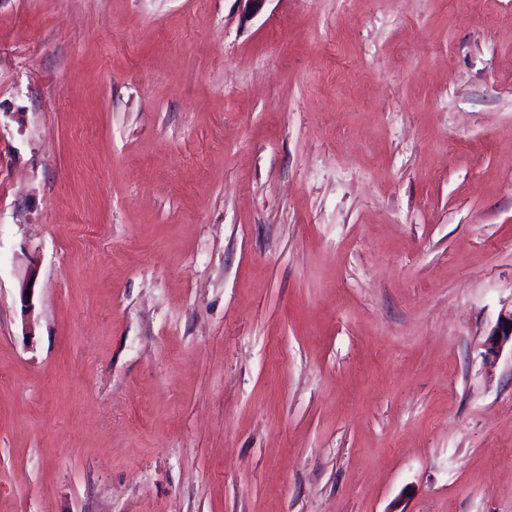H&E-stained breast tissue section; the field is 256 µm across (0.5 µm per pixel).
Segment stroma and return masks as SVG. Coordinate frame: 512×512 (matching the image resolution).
<instances>
[{"mask_svg":"<svg viewBox=\"0 0 512 512\" xmlns=\"http://www.w3.org/2000/svg\"><path fill=\"white\" fill-rule=\"evenodd\" d=\"M511 307L512 0H0V512H512ZM509 341L512 346V309L509 313L501 314L496 326L489 333L484 344L485 359H496Z\"/></svg>","mask_w":512,"mask_h":512,"instance_id":"1","label":"stroma"}]
</instances>
